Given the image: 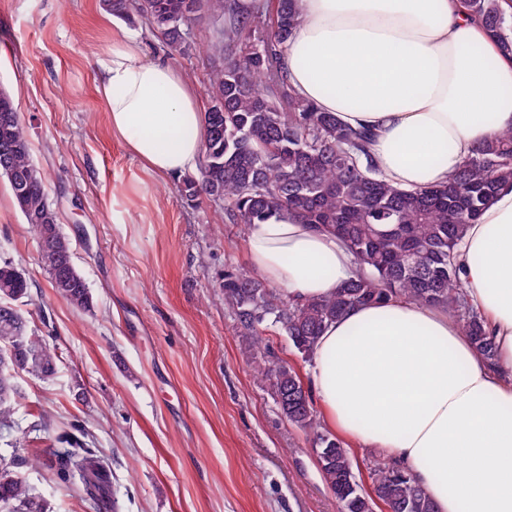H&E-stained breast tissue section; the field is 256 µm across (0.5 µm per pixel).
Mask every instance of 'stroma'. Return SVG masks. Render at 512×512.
Instances as JSON below:
<instances>
[{"mask_svg":"<svg viewBox=\"0 0 512 512\" xmlns=\"http://www.w3.org/2000/svg\"><path fill=\"white\" fill-rule=\"evenodd\" d=\"M100 0H0V91L14 101L32 159L94 302L59 298L38 242L0 177V260L23 269L21 307L60 355L55 379L23 373L0 448L53 512H101L57 474L82 443L103 460L109 512H339L309 435L278 411L241 353L217 282L247 264L245 237L220 205L189 204L177 177L150 174L109 129L96 55L130 36L197 91L217 22L194 24L179 56L145 26L102 21Z\"/></svg>","mask_w":512,"mask_h":512,"instance_id":"stroma-1","label":"stroma"}]
</instances>
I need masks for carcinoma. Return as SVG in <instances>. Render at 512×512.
I'll use <instances>...</instances> for the list:
<instances>
[{
  "instance_id": "1",
  "label": "carcinoma",
  "mask_w": 512,
  "mask_h": 512,
  "mask_svg": "<svg viewBox=\"0 0 512 512\" xmlns=\"http://www.w3.org/2000/svg\"><path fill=\"white\" fill-rule=\"evenodd\" d=\"M103 9L131 26L148 25L171 51L186 55L193 22L202 15L225 21L213 44L217 63L204 112L206 137L199 177L178 189L188 201L202 196L220 203L227 224L248 230L274 214L342 239L359 266L357 276L330 296L303 303L287 299L243 268L224 272L218 288L244 337L243 353L280 413L312 438L322 476L341 512H434L425 491L405 472L378 464L372 492L353 471L350 452L317 417L311 392L288 362L265 346L262 326L286 336L304 358L319 336L349 308L404 297L445 308L489 361L497 348L468 303L457 247L497 190L512 183V129L474 149L444 185L407 191L386 181L371 164L364 131L342 124L331 112L298 98L283 67L284 44L300 25L294 0H266L250 14L236 0H100ZM508 0H465L503 54L512 56ZM261 37L255 38L253 34ZM262 78L261 88L254 80ZM0 177L39 243L40 263L55 293L84 311L94 307L78 272L70 239L49 204L31 157L26 127L12 98L0 91ZM30 283L22 269L0 263V352L15 347L14 361L0 364V424L12 423L17 375L51 380L57 347L35 334L19 307ZM0 454V512H52L49 501ZM60 479L91 499H106L110 481L90 448H72L58 459Z\"/></svg>"
}]
</instances>
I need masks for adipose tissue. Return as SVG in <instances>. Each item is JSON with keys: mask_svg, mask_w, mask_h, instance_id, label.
Masks as SVG:
<instances>
[{"mask_svg": "<svg viewBox=\"0 0 512 512\" xmlns=\"http://www.w3.org/2000/svg\"><path fill=\"white\" fill-rule=\"evenodd\" d=\"M285 58L294 91L374 134L394 186L446 184L460 162L512 128V59L460 0H295ZM113 137L154 176L193 169L203 106L173 66L113 39L97 55ZM252 268L288 298L332 295L356 266L348 247L289 215L252 225ZM470 304L497 345L487 361L447 311L403 298L349 309L319 338L309 369L326 422L384 451L436 512H512V186L459 247Z\"/></svg>", "mask_w": 512, "mask_h": 512, "instance_id": "1", "label": "adipose tissue"}]
</instances>
